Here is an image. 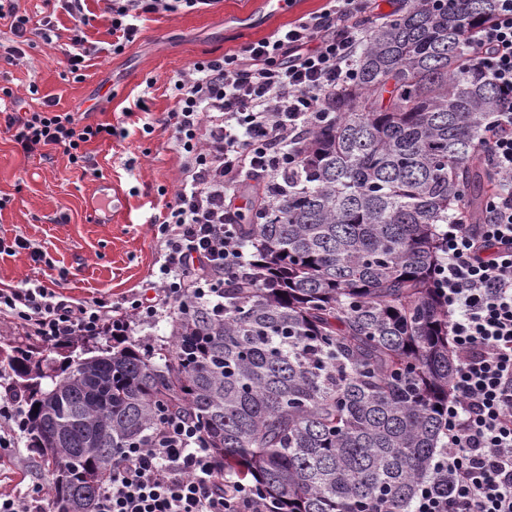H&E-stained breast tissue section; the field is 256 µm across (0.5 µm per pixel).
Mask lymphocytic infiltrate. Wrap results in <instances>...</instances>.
Listing matches in <instances>:
<instances>
[{
	"instance_id": "lymphocytic-infiltrate-1",
	"label": "lymphocytic infiltrate",
	"mask_w": 512,
	"mask_h": 512,
	"mask_svg": "<svg viewBox=\"0 0 512 512\" xmlns=\"http://www.w3.org/2000/svg\"><path fill=\"white\" fill-rule=\"evenodd\" d=\"M73 23L70 73L91 54L83 28L85 0H48ZM219 0H103L114 52L139 34L148 14L202 12ZM364 0H325L302 17L240 50L194 61L173 78L166 123L179 148V186L155 227L159 268L119 301L74 299L42 283L0 289V319L44 344L78 336L128 334L190 299L220 302L224 274L243 264L236 246L241 185L266 188L300 165L303 137L336 115L339 86L356 76L355 54L366 31L354 18ZM489 23L473 33L475 55L501 89L483 145L499 184L483 223L465 210L443 225L436 286L448 309L455 360L442 450L433 479L410 512H512V0H497ZM55 100L20 112L0 108V126L24 154L62 152L70 164L94 167L90 143L125 136L109 124L56 110ZM256 488L228 480L203 448L194 424L176 418L140 448L118 449L100 485L97 512H274Z\"/></svg>"
}]
</instances>
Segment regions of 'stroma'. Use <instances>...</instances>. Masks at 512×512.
<instances>
[{
    "label": "stroma",
    "instance_id": "35a3bbf8",
    "mask_svg": "<svg viewBox=\"0 0 512 512\" xmlns=\"http://www.w3.org/2000/svg\"><path fill=\"white\" fill-rule=\"evenodd\" d=\"M260 0H220L207 12L151 14L140 23L134 43L113 53L109 23L101 0H87L89 23L84 32L97 45L87 57L81 77L66 72L71 23L51 14L45 0H18L26 14L28 39L16 64L0 60L13 99L22 110H36L42 99H54L59 110L80 112L91 123L125 128L115 137L89 146L97 172L85 173L61 152L47 158L25 156L0 130V238L23 237L47 253L60 291L75 299H121L155 266L157 253L150 226L165 213L177 185L180 156L166 124L174 100L172 77L193 61L216 57L264 38L288 22L319 11L324 0H297L292 10L272 14ZM52 16L59 37L42 39L45 16ZM150 104V115L136 111L138 98ZM152 133H142L144 120ZM119 193L112 221L98 222L86 207L90 195ZM28 448L26 436L17 447L0 452V494L26 496L47 487L48 479Z\"/></svg>",
    "mask_w": 512,
    "mask_h": 512
}]
</instances>
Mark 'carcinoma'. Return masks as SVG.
<instances>
[{
    "mask_svg": "<svg viewBox=\"0 0 512 512\" xmlns=\"http://www.w3.org/2000/svg\"><path fill=\"white\" fill-rule=\"evenodd\" d=\"M496 0H397L336 121L251 202L224 303L192 301L167 345L0 348L54 512H93L119 448L195 418L224 473L280 512H406L432 478L454 371L436 225L484 220L480 141L499 90L471 50ZM38 411H33V408Z\"/></svg>",
    "mask_w": 512,
    "mask_h": 512,
    "instance_id": "obj_1",
    "label": "carcinoma"
}]
</instances>
